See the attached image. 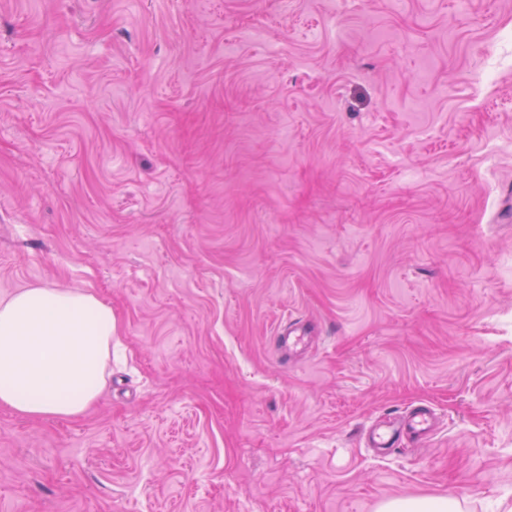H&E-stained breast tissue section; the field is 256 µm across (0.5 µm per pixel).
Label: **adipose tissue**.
Instances as JSON below:
<instances>
[{"instance_id":"1","label":"adipose tissue","mask_w":512,"mask_h":512,"mask_svg":"<svg viewBox=\"0 0 512 512\" xmlns=\"http://www.w3.org/2000/svg\"><path fill=\"white\" fill-rule=\"evenodd\" d=\"M112 357V308L90 293L30 286L0 297V406L76 418L98 401Z\"/></svg>"}]
</instances>
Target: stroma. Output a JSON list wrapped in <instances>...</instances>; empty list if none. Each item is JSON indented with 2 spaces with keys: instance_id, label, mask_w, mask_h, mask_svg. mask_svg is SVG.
I'll list each match as a JSON object with an SVG mask.
<instances>
[{
  "instance_id": "35a3bbf8",
  "label": "stroma",
  "mask_w": 512,
  "mask_h": 512,
  "mask_svg": "<svg viewBox=\"0 0 512 512\" xmlns=\"http://www.w3.org/2000/svg\"><path fill=\"white\" fill-rule=\"evenodd\" d=\"M500 49L512 0H0V296L113 318L84 415L0 407V512H512ZM432 419L433 416L429 410L417 409L404 418L401 425L394 424L382 432L374 431L371 436L373 448H379L382 451L394 448L404 434L420 439L431 430ZM455 512L459 510L455 500L447 498H396L382 502L377 512Z\"/></svg>"
}]
</instances>
